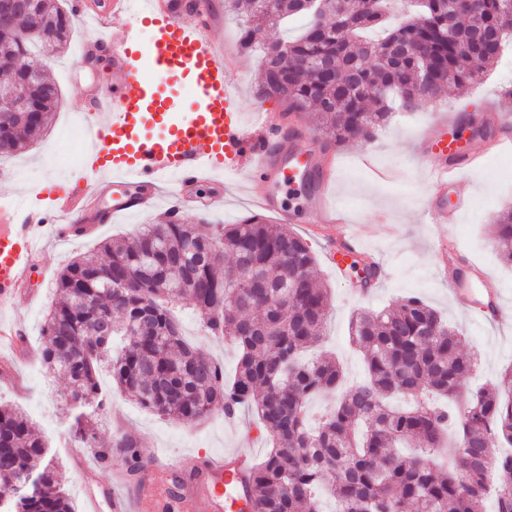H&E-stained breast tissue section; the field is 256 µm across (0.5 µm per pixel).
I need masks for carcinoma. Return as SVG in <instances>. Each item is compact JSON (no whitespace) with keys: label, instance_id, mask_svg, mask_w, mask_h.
<instances>
[{"label":"carcinoma","instance_id":"1","mask_svg":"<svg viewBox=\"0 0 512 512\" xmlns=\"http://www.w3.org/2000/svg\"><path fill=\"white\" fill-rule=\"evenodd\" d=\"M393 21L386 0H224L249 24L239 49L252 51L264 25L305 16L301 35L264 45L261 86L282 113L310 112L325 146L372 141L386 122L390 97L435 100L461 90L494 65L512 34V0H412ZM75 18L56 0H29L0 25V74L26 98L28 112L0 115V157L38 141L60 92L44 71L22 59L36 48L64 49ZM493 245L512 265V206L498 218ZM380 270L362 268L360 287ZM262 279L261 288L246 284ZM59 300L42 329L44 366L69 381V434L92 447L95 416L117 390L142 407L184 423L215 411L255 412L272 448L250 471L251 512H320L316 490L333 495L334 512H512V369L498 388L471 394L450 411L429 395L456 400L473 360L459 333L417 296L387 309L360 311L351 341L368 379L342 392L320 423L307 403L344 386L341 365L320 347L330 304L315 257L298 233L252 215L211 231L166 220L135 239H112L73 258L58 274ZM193 305L207 335L237 346L234 377L188 342L172 307ZM99 332L87 347L77 333ZM112 388L101 387V365ZM127 473L143 466L140 441L119 444ZM0 512H74L55 480V461L27 415L0 403Z\"/></svg>","mask_w":512,"mask_h":512}]
</instances>
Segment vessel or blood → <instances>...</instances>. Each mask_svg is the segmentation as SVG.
I'll use <instances>...</instances> for the list:
<instances>
[{
    "label": "vessel or blood",
    "mask_w": 512,
    "mask_h": 512,
    "mask_svg": "<svg viewBox=\"0 0 512 512\" xmlns=\"http://www.w3.org/2000/svg\"><path fill=\"white\" fill-rule=\"evenodd\" d=\"M73 16L87 22L78 49L81 61L105 51L112 64L111 83L97 87L83 113L92 183L74 177L68 183L45 182L54 194V209L45 214L24 202L0 205V313L15 308L40 255L43 228L67 240L79 224H108L117 216L142 213L155 205L162 184H175L172 209L204 213L219 198L198 193L218 171L246 170V183L264 185L256 196L261 209L286 223L295 213L284 210L274 189L302 178L309 184L306 208L314 223L339 224L343 217L326 190L335 172L334 156L316 150L309 134L277 112L243 117L233 74L238 65L210 30L223 14L222 0H106L103 10H88L86 0H70ZM152 30L149 41L139 27ZM182 75L193 92L189 108L175 110L163 88L167 77ZM431 159L427 212L438 224L456 223L463 201L448 204L450 186L475 165L472 142L460 139L454 124L437 121L423 141ZM474 277L491 322H499L501 289L479 265ZM249 455L227 452L211 456L192 470L194 486L164 489L163 512H181L186 499L200 497L209 512H246ZM88 512H127L114 487L85 483Z\"/></svg>",
    "instance_id": "vessel-or-blood-1"
}]
</instances>
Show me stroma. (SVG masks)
<instances>
[{"instance_id": "1", "label": "stroma", "mask_w": 512, "mask_h": 512, "mask_svg": "<svg viewBox=\"0 0 512 512\" xmlns=\"http://www.w3.org/2000/svg\"><path fill=\"white\" fill-rule=\"evenodd\" d=\"M244 22L242 16L225 14L220 31L225 47L239 54L241 110L247 115L259 108L277 110V102L257 95L262 66L259 46L298 35L301 24L293 21L262 29L255 39L256 51L242 54L238 51V38ZM84 35V28H77L61 53L43 57L48 74L61 91L60 103L41 139L20 154L0 158V200L22 197L33 207L52 208V200L39 192L41 184L58 174L46 160L49 147H57L62 157L72 159L74 169L84 167L82 141H56L68 115L82 111L89 91L101 82L106 70L102 63L89 69L76 66L75 54ZM506 87L512 88V39L505 42L498 64L488 68L469 89L420 103L410 112L393 111L388 125L373 141H352L337 149L336 179L329 198L343 210L350 227L364 229L363 248L378 254L384 264L383 276L369 296H359L355 291L358 270L339 276L328 263L327 245L337 238V231L295 225V232L306 239L314 253L322 282L331 293L324 330L326 345L341 362L347 384L358 383L366 375L363 360L350 342L352 316L361 309L378 311L391 307L410 295L422 297L463 336L466 353L476 360L468 390L496 384L501 373L512 367V267L502 263L491 245V232L500 211L512 204V141L460 173L455 191L468 198L469 203L458 223L443 225L439 230L428 223L422 210L425 177L422 162L414 152L418 138L434 115L456 121L458 129L471 134L493 108L501 105L500 92ZM222 181L223 207L205 215L184 214L185 222L231 224L256 214V207L248 202L254 190L244 184L241 175L227 173ZM164 189L167 194L173 186L168 183ZM166 194L150 211L118 217L91 236L60 241L44 235L42 267L33 273L30 283L35 296L9 313L10 319L19 323L22 335L19 346H0V401L19 407L35 424L56 456L57 483L70 496L75 512H86L87 506L83 479L75 473L73 462L79 455L94 458L96 448L83 446L66 435L71 416L67 382L63 375L48 372L41 360L44 316L57 300L53 282L72 256L93 251L100 240L129 238L139 226L164 220L169 207ZM440 231L464 255L491 273L503 289L500 329L487 327L482 309L469 293L449 295L448 276L437 250L436 234ZM178 316L186 339L219 363L225 378H232L239 358L237 349L205 336L190 303H180ZM255 420V414L245 409L231 423L219 412L194 424L175 422L116 392L111 407L99 417L97 437L100 447H112L115 430L120 427L145 438L149 447L160 454L181 455L191 464L205 455L227 450L245 451L258 460L265 455L268 444L255 429ZM95 470L97 482L115 483L121 493L138 498L141 512H157L156 502L146 495L154 480L150 468H143L140 475L128 476L121 454L116 453L109 463L96 465Z\"/></svg>"}]
</instances>
